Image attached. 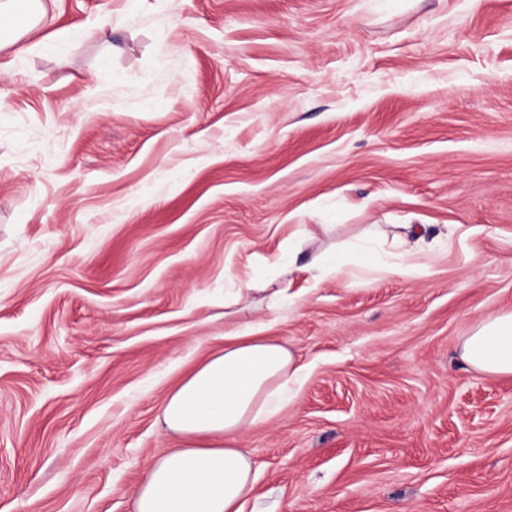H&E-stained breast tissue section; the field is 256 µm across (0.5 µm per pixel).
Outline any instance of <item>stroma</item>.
Returning a JSON list of instances; mask_svg holds the SVG:
<instances>
[{
	"mask_svg": "<svg viewBox=\"0 0 512 512\" xmlns=\"http://www.w3.org/2000/svg\"><path fill=\"white\" fill-rule=\"evenodd\" d=\"M0 50V512H134L159 405L247 329L304 377L240 446L244 512H512V0H45ZM425 226L413 275L296 280L288 238ZM462 360L492 377H512V312L481 321L460 347Z\"/></svg>",
	"mask_w": 512,
	"mask_h": 512,
	"instance_id": "35a3bbf8",
	"label": "stroma"
}]
</instances>
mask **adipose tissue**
I'll return each instance as SVG.
<instances>
[{"mask_svg":"<svg viewBox=\"0 0 512 512\" xmlns=\"http://www.w3.org/2000/svg\"><path fill=\"white\" fill-rule=\"evenodd\" d=\"M43 0H0V49L51 24ZM421 228L378 224L352 244L315 251L305 230L288 243L293 258L275 270L276 288L253 276L252 286L266 290L270 305L284 296L279 284L306 273L340 277L349 266L367 268L380 251L395 249L393 272H417ZM462 360L492 377H512V312L481 321L461 347ZM295 354L277 341L238 330L225 334L224 348L196 365L165 396L160 412L166 429L179 439L153 461L134 500V512H243L255 489L254 463L239 446L241 436L281 408L297 382Z\"/></svg>","mask_w":512,"mask_h":512,"instance_id":"1","label":"adipose tissue"}]
</instances>
